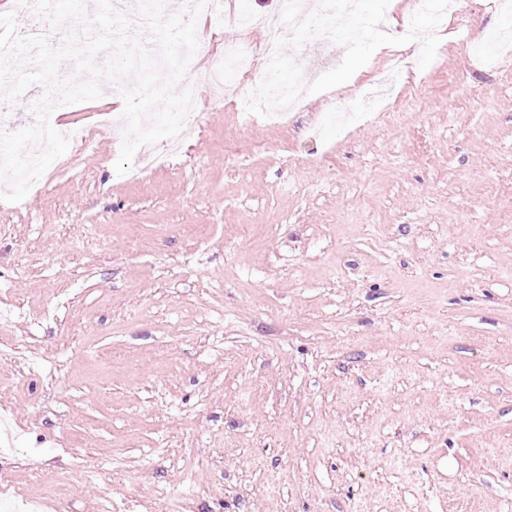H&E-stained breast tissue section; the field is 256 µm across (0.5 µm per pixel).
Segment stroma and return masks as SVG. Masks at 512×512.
I'll use <instances>...</instances> for the list:
<instances>
[{
	"label": "stroma",
	"mask_w": 512,
	"mask_h": 512,
	"mask_svg": "<svg viewBox=\"0 0 512 512\" xmlns=\"http://www.w3.org/2000/svg\"><path fill=\"white\" fill-rule=\"evenodd\" d=\"M280 5L226 0L275 28L201 17L192 63L278 37L283 79L320 69L287 126L225 140L201 88L182 152L133 182L77 103L66 177L0 211V479L69 472L64 512H512V11L439 28L393 0L427 37L385 113L343 125L390 52Z\"/></svg>",
	"instance_id": "1"
}]
</instances>
